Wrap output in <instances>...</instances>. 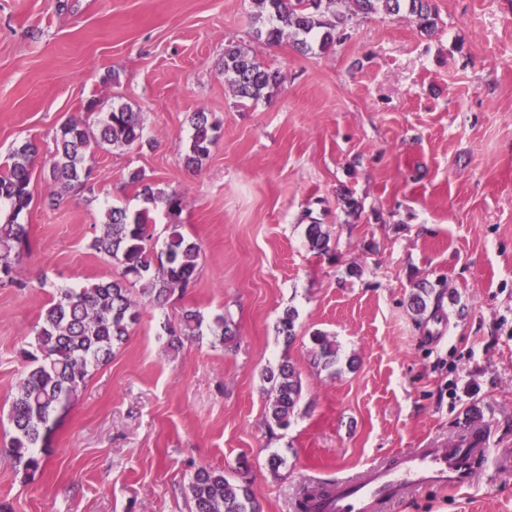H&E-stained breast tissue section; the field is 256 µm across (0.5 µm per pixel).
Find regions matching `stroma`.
Masks as SVG:
<instances>
[{
  "label": "stroma",
  "instance_id": "1",
  "mask_svg": "<svg viewBox=\"0 0 512 512\" xmlns=\"http://www.w3.org/2000/svg\"><path fill=\"white\" fill-rule=\"evenodd\" d=\"M436 3L432 35L375 15L333 52L303 55L288 38L253 39L254 0H0V160L39 147L19 216L24 286H0V448L19 352L53 294L122 271L90 243L107 208L146 206L130 172L181 195L178 222L201 246L195 285L144 306L91 369L43 472L24 479L0 455L11 512H190L201 465L245 478L261 512H295L310 482L447 447L472 418L492 448L474 481L388 512H512V0ZM231 42L280 71L276 97L233 96ZM110 69L118 82H102ZM93 96L140 112L145 138L91 149L90 189L48 205L53 134ZM201 108L220 130L190 170ZM311 222L334 252L310 250ZM421 281L453 296L437 318L407 306ZM291 307L289 342L276 324ZM189 309L230 319L231 345L207 334L172 348L164 326ZM316 331L341 345L335 377L312 364ZM287 360L302 399L289 427L272 428L261 374Z\"/></svg>",
  "mask_w": 512,
  "mask_h": 512
}]
</instances>
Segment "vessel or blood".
Returning a JSON list of instances; mask_svg holds the SVG:
<instances>
[{"label": "vessel or blood", "instance_id": "b4317fda", "mask_svg": "<svg viewBox=\"0 0 512 512\" xmlns=\"http://www.w3.org/2000/svg\"><path fill=\"white\" fill-rule=\"evenodd\" d=\"M490 451L485 429L475 424L458 443L409 449L393 464L368 468L355 479L336 480L322 496L304 500L301 507L303 512H385L391 503L424 488L469 485Z\"/></svg>", "mask_w": 512, "mask_h": 512}]
</instances>
